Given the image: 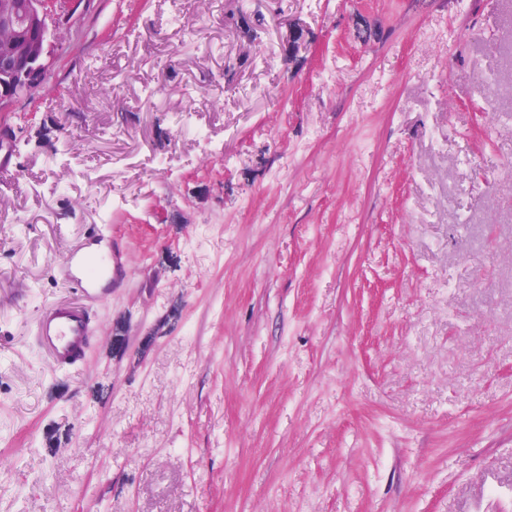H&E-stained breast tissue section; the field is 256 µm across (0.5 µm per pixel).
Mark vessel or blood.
I'll list each match as a JSON object with an SVG mask.
<instances>
[{
    "label": "vessel or blood",
    "instance_id": "obj_1",
    "mask_svg": "<svg viewBox=\"0 0 512 512\" xmlns=\"http://www.w3.org/2000/svg\"><path fill=\"white\" fill-rule=\"evenodd\" d=\"M128 263L127 255L112 246L100 227L93 228L84 247L72 254L65 279L80 294V301L48 306L35 325L36 342L57 369H72L85 359L94 336L87 303L103 298L105 283L123 277Z\"/></svg>",
    "mask_w": 512,
    "mask_h": 512
}]
</instances>
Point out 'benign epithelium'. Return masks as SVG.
<instances>
[{
  "label": "benign epithelium",
  "instance_id": "benign-epithelium-1",
  "mask_svg": "<svg viewBox=\"0 0 512 512\" xmlns=\"http://www.w3.org/2000/svg\"><path fill=\"white\" fill-rule=\"evenodd\" d=\"M71 0H0V109L35 88L49 52L48 21L54 10Z\"/></svg>",
  "mask_w": 512,
  "mask_h": 512
}]
</instances>
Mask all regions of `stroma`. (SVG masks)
<instances>
[{
  "mask_svg": "<svg viewBox=\"0 0 512 512\" xmlns=\"http://www.w3.org/2000/svg\"><path fill=\"white\" fill-rule=\"evenodd\" d=\"M180 9L81 0L0 113V512H512V0ZM128 256L112 247L105 229L95 227L84 247L76 250L65 267L67 284L82 297V301L101 299L105 283L114 281L127 272ZM93 336L91 315L81 302H55L42 311L35 325L38 346L59 370L78 366Z\"/></svg>",
  "mask_w": 512,
  "mask_h": 512,
  "instance_id": "obj_1",
  "label": "stroma"
}]
</instances>
